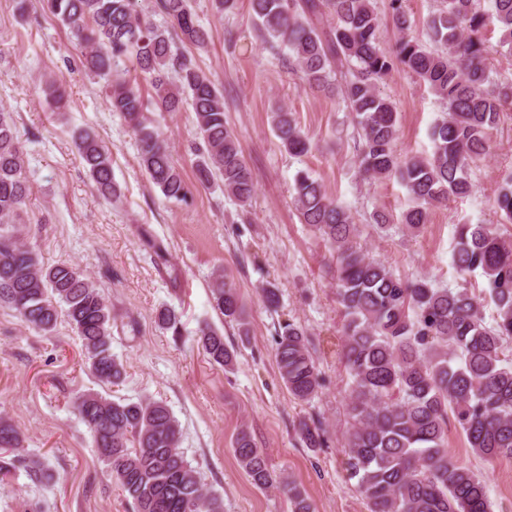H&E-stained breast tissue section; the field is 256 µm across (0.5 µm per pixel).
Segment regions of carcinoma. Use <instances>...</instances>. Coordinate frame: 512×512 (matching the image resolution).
Returning <instances> with one entry per match:
<instances>
[{"label": "carcinoma", "mask_w": 512, "mask_h": 512, "mask_svg": "<svg viewBox=\"0 0 512 512\" xmlns=\"http://www.w3.org/2000/svg\"><path fill=\"white\" fill-rule=\"evenodd\" d=\"M40 2L82 48L84 69L107 75L121 61L135 60L151 96L115 80L107 105L136 133L139 166L165 199H184L187 186L148 113L179 112L187 103L198 136V183L220 184L241 208L251 206L255 185L238 139L224 122V90L190 58L172 51L175 37L197 50L211 41L190 0H155L153 13L166 18L167 29L137 10L135 0ZM388 2L393 24L403 33L392 52L380 47L373 0H250V6L262 40L288 49L291 70L309 88L341 97L355 122L359 171L375 180L393 177L406 188L411 204L401 221L416 231L428 223L432 208L469 192L470 167L484 158L489 131L512 105V83L488 88L482 39V30L494 23L499 46L512 51V0H441L423 39L407 34L412 21L403 0ZM338 64L345 72L335 84ZM400 65L446 102L447 111L430 127L433 150L426 158L397 153L400 113L376 90L378 80ZM44 92L55 109L66 107L62 80L47 81ZM272 127L288 154L308 153L310 142L293 113L275 108ZM73 141L97 191L120 200L112 158L98 136L82 129ZM293 190L301 223L336 249V290L345 317L341 357L350 378L347 466L368 512H491L483 480L448 457V420L481 459L512 458V237L491 224L455 225L451 265L463 279L480 272L484 295L495 307L489 323L483 298L468 289L437 288L425 277L404 279L369 256L355 216L309 171L297 172ZM28 193L19 130L0 108V304L44 334L65 317L94 378L118 384L124 369L112 354V314L99 288L70 263L44 264L23 242L20 214ZM496 207L512 223V175L500 186ZM211 294L224 319L248 337L245 307L223 275L215 276ZM155 322L163 331L178 329L169 307L158 311ZM197 342L212 363L233 366L235 351L216 329H201ZM275 357L288 393L311 400L320 382L302 326L280 327ZM74 406L136 512H224L223 498L204 490L180 451L179 424L164 402L89 393ZM234 452L254 486L277 485L292 512H313L299 489L273 477L263 452L243 431ZM20 469L44 475L19 432L0 422V475Z\"/></svg>", "instance_id": "obj_1"}]
</instances>
